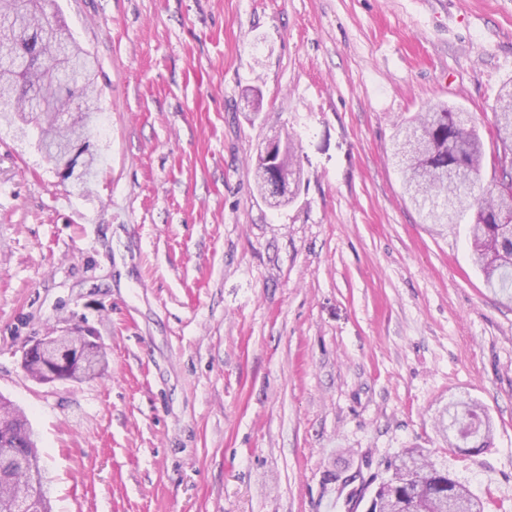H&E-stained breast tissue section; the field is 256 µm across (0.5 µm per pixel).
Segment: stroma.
<instances>
[{
  "instance_id": "35a3bbf8",
  "label": "stroma",
  "mask_w": 512,
  "mask_h": 512,
  "mask_svg": "<svg viewBox=\"0 0 512 512\" xmlns=\"http://www.w3.org/2000/svg\"><path fill=\"white\" fill-rule=\"evenodd\" d=\"M56 5L97 62V177L74 190L0 124V395L54 512H364L355 475L413 446L512 512V302L390 159L426 103L491 120L512 0ZM277 134L282 204L253 180ZM74 328L105 376L34 381L25 349ZM461 397L494 423L477 454L441 429Z\"/></svg>"
}]
</instances>
